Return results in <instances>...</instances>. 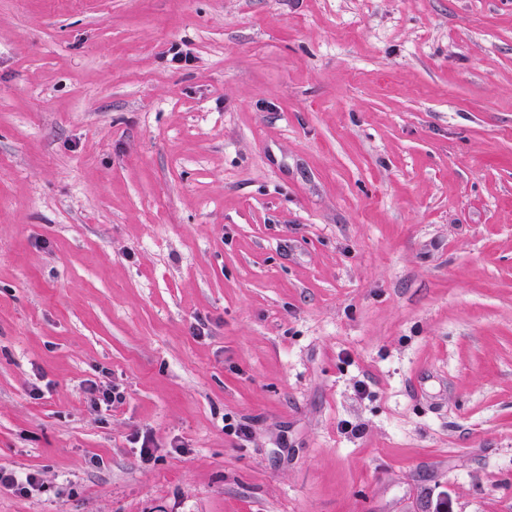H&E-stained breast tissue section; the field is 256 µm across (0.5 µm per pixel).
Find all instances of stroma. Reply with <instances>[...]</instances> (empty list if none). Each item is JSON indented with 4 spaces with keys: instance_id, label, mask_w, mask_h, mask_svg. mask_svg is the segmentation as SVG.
<instances>
[{
    "instance_id": "stroma-1",
    "label": "stroma",
    "mask_w": 512,
    "mask_h": 512,
    "mask_svg": "<svg viewBox=\"0 0 512 512\" xmlns=\"http://www.w3.org/2000/svg\"><path fill=\"white\" fill-rule=\"evenodd\" d=\"M1 467L512 512V0H0ZM90 395V400L94 406L104 405L106 409L112 408L114 404H120L124 400L122 392L112 386H98L96 383H91L86 390Z\"/></svg>"
}]
</instances>
